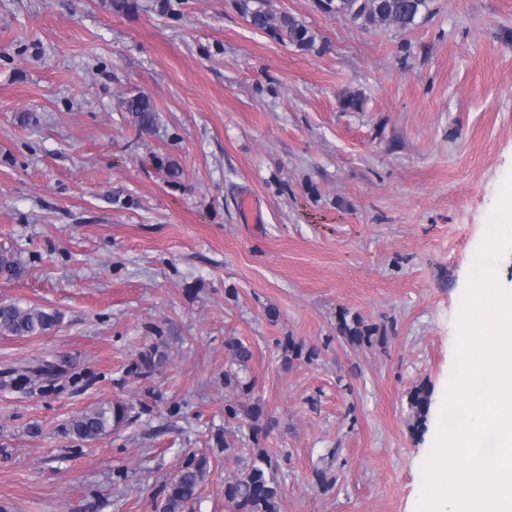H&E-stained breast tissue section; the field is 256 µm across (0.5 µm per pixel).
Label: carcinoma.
<instances>
[{
    "instance_id": "cac0c4a2",
    "label": "carcinoma",
    "mask_w": 512,
    "mask_h": 512,
    "mask_svg": "<svg viewBox=\"0 0 512 512\" xmlns=\"http://www.w3.org/2000/svg\"><path fill=\"white\" fill-rule=\"evenodd\" d=\"M427 7V0H336L335 11L349 16L353 23L364 28L388 24L405 29L415 23L416 17ZM251 24L262 30H270L301 48L315 45L314 34L301 22L286 14L276 16L258 7L244 4ZM127 111L134 114L140 128L150 129L155 115L150 101L143 95L133 96L126 102ZM61 322L58 311H46L37 307H22L17 303H0V333L11 336L42 335ZM338 332L352 344H372L376 330L365 325L360 318L348 317L343 312L338 319ZM237 368L224 371V385L240 388L244 385L240 368L252 357V351L243 343H228ZM166 361V352L158 344L140 353V364L152 371ZM410 408L419 420H424L430 407L429 391L424 386L415 388L409 399ZM128 417V409L121 403L101 402L78 413L70 422L72 432L82 440L94 441L112 433ZM272 468L268 454L256 448L251 453V463L245 474L224 483V504L228 512H279V485L274 476L267 473ZM206 463L192 460L181 467L167 485L162 512H180L192 501L204 477Z\"/></svg>"
}]
</instances>
